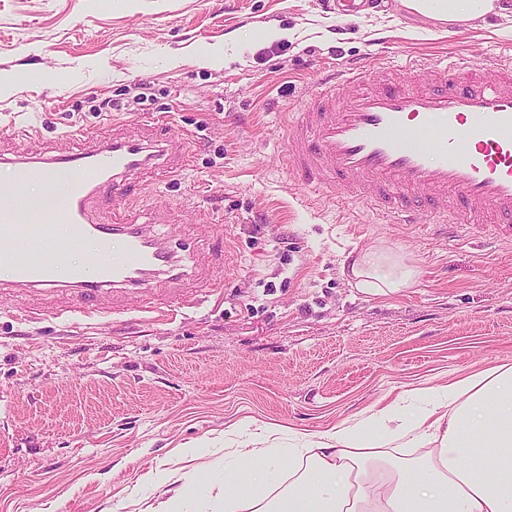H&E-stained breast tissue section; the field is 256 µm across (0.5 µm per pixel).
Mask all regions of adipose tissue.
<instances>
[{
  "instance_id": "1",
  "label": "adipose tissue",
  "mask_w": 512,
  "mask_h": 512,
  "mask_svg": "<svg viewBox=\"0 0 512 512\" xmlns=\"http://www.w3.org/2000/svg\"><path fill=\"white\" fill-rule=\"evenodd\" d=\"M443 24L499 12L498 0H402ZM356 288L388 296L417 268L388 248L355 253ZM407 393L328 431L266 445L267 428L224 456V512H512V365Z\"/></svg>"
}]
</instances>
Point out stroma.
<instances>
[{"label":"stroma","instance_id":"35a3bbf8","mask_svg":"<svg viewBox=\"0 0 512 512\" xmlns=\"http://www.w3.org/2000/svg\"><path fill=\"white\" fill-rule=\"evenodd\" d=\"M511 51L512 13L447 29L401 0L352 17L324 0H0L1 147L133 137L151 117L189 156L132 203L182 257V284L104 295L79 323L63 315L74 295L0 289V512H156L185 478L223 472L226 429L320 433L512 365V248L430 212L386 223L283 161L292 113L344 62L479 68ZM31 118L40 136L10 140ZM374 246L416 285L354 288L343 261ZM156 468L170 480L151 488Z\"/></svg>","mask_w":512,"mask_h":512}]
</instances>
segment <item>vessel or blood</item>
I'll return each mask as SVG.
<instances>
[{
    "label": "vessel or blood",
    "mask_w": 512,
    "mask_h": 512,
    "mask_svg": "<svg viewBox=\"0 0 512 512\" xmlns=\"http://www.w3.org/2000/svg\"><path fill=\"white\" fill-rule=\"evenodd\" d=\"M398 67L423 71L425 85L395 82ZM187 161L158 136L116 135L75 151L48 146L36 155L0 150V164L13 171L12 182L0 184V244L32 250L13 268L0 269V287L73 291L87 318L108 290H140L154 278L183 280L181 257L150 224L117 211L100 220L92 207L104 196L128 198L131 180L153 169L174 172ZM285 162L313 189L367 193L387 223L416 224L422 211H454L463 224L512 242V64L475 70L463 58L436 67L386 58L372 76L349 65L294 113ZM62 176L70 190L58 204L22 203L30 180L50 189ZM59 224L69 225L75 245L95 240L103 255L69 280L60 275L66 253L56 245ZM116 240L120 253L105 260Z\"/></svg>",
    "instance_id": "1"
}]
</instances>
